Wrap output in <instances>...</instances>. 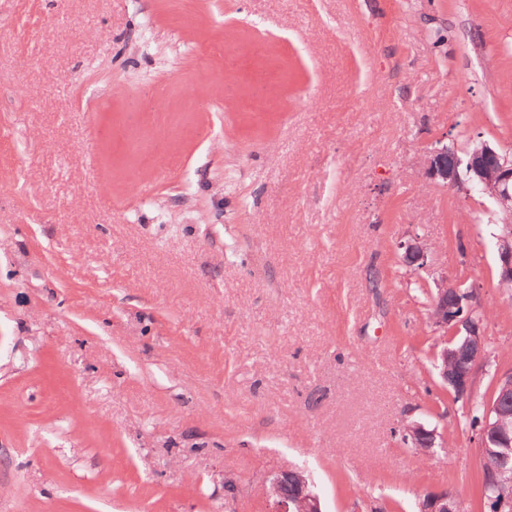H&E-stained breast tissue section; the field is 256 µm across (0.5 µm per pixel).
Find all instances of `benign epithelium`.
I'll return each mask as SVG.
<instances>
[{
	"mask_svg": "<svg viewBox=\"0 0 512 512\" xmlns=\"http://www.w3.org/2000/svg\"><path fill=\"white\" fill-rule=\"evenodd\" d=\"M425 178L448 190L465 189L487 196L497 206V213L509 215L495 234L498 255V279L512 284V151L501 150L485 141L473 143L459 152L446 144L430 151L423 164ZM403 261L418 271L429 268L427 247L416 239L399 243ZM430 295L429 317L441 335V348L435 368L441 384L452 387L456 394L474 392L476 375L489 357L484 318L478 314L480 286L467 288L448 283V278L435 280ZM457 339L461 352L448 356V339ZM512 404V370L496 372L485 401L484 424L478 431L479 448H500L501 455L512 454V419L504 410V402ZM405 446L419 448L425 455L445 447L435 427L420 421L404 423L396 430ZM486 481L493 487L512 486V467L505 464L488 473ZM267 512H322L319 496L312 482L300 468L277 473L265 489ZM420 512H464V505L450 489L427 491L418 502Z\"/></svg>",
	"mask_w": 512,
	"mask_h": 512,
	"instance_id": "obj_1",
	"label": "benign epithelium"
}]
</instances>
